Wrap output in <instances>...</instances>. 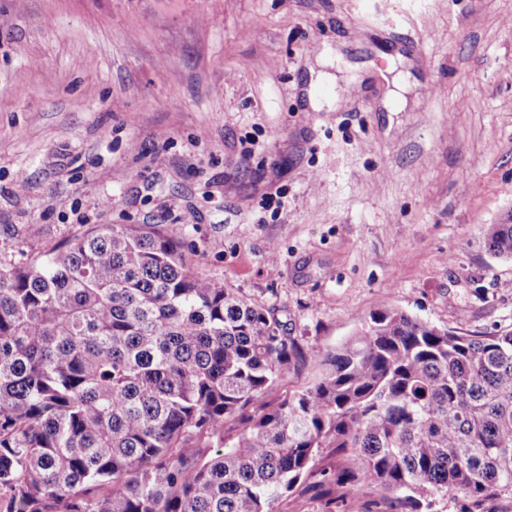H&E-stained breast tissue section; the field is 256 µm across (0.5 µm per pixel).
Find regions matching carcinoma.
<instances>
[{
    "instance_id": "carcinoma-1",
    "label": "carcinoma",
    "mask_w": 512,
    "mask_h": 512,
    "mask_svg": "<svg viewBox=\"0 0 512 512\" xmlns=\"http://www.w3.org/2000/svg\"><path fill=\"white\" fill-rule=\"evenodd\" d=\"M485 239L512 260V224ZM300 359L288 322L158 231L101 224L0 262V512H276L325 441L350 449L341 499L512 492V331L378 310L314 387L251 409Z\"/></svg>"
}]
</instances>
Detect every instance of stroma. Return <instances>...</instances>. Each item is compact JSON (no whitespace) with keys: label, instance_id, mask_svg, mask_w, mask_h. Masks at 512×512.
<instances>
[{"label":"stroma","instance_id":"stroma-1","mask_svg":"<svg viewBox=\"0 0 512 512\" xmlns=\"http://www.w3.org/2000/svg\"><path fill=\"white\" fill-rule=\"evenodd\" d=\"M510 213L512 0H0V261L158 225L287 318L304 357L263 403L378 309L512 331ZM349 465L323 443L276 512H388L322 494ZM485 239L494 257L512 260V224L488 225Z\"/></svg>","mask_w":512,"mask_h":512}]
</instances>
